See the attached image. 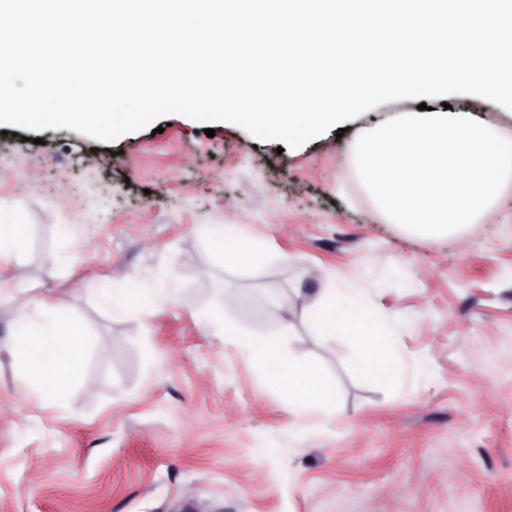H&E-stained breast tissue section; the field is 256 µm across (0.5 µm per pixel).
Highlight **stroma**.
<instances>
[{
  "mask_svg": "<svg viewBox=\"0 0 512 512\" xmlns=\"http://www.w3.org/2000/svg\"><path fill=\"white\" fill-rule=\"evenodd\" d=\"M372 112L295 150L180 114L114 142L8 126L0 226L23 224L28 285L90 334L85 379L22 398L0 352V512H512V186L461 237L381 219L348 145ZM241 224L266 254L216 256L208 229ZM123 278L143 308L99 290ZM357 282L397 316L400 375L358 369L348 337L304 316L286 355L321 373L336 409L302 417L242 350L206 333L224 295L240 328H275L270 290ZM179 295L156 298L161 282ZM100 297L113 313L131 312L140 303L139 298H127L123 288H112V285L109 288H100Z\"/></svg>",
  "mask_w": 512,
  "mask_h": 512,
  "instance_id": "obj_1",
  "label": "stroma"
}]
</instances>
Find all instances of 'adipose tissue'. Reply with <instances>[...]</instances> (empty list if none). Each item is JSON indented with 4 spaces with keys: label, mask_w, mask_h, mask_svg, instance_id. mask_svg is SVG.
<instances>
[{
    "label": "adipose tissue",
    "mask_w": 512,
    "mask_h": 512,
    "mask_svg": "<svg viewBox=\"0 0 512 512\" xmlns=\"http://www.w3.org/2000/svg\"><path fill=\"white\" fill-rule=\"evenodd\" d=\"M212 246L228 266L240 265L246 257H260L257 245L238 224L215 229ZM270 301L278 310L277 326L262 336H254L225 319L226 313L246 307L247 299L242 295H226L224 315L210 319L209 326L213 335L243 348L249 359L260 364L270 383L298 412L336 408L335 393L323 376L283 351L282 339L291 334L298 310L309 314L320 335L351 336L360 346L362 371L384 383L397 379L399 369L385 348V338L391 335L395 323L367 310L360 288L342 283L291 296L275 292ZM14 327V336L0 340V350L20 359L26 394L39 395L47 389L59 392L83 381L88 337L81 323L45 298L31 297L16 309Z\"/></svg>",
    "instance_id": "1"
}]
</instances>
